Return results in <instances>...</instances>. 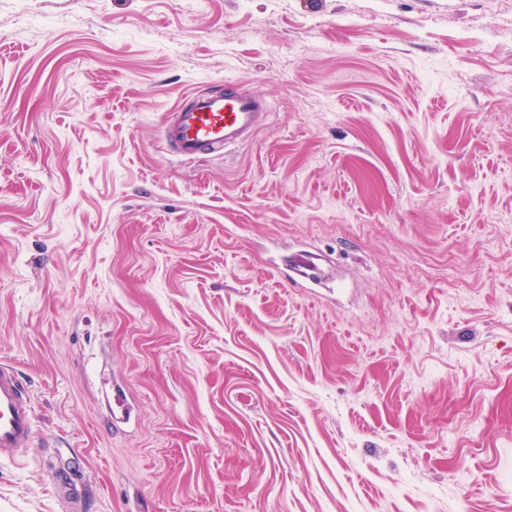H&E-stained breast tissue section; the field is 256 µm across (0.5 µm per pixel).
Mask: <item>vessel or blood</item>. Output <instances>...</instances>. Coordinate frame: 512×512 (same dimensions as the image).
Instances as JSON below:
<instances>
[{
  "instance_id": "obj_1",
  "label": "vessel or blood",
  "mask_w": 512,
  "mask_h": 512,
  "mask_svg": "<svg viewBox=\"0 0 512 512\" xmlns=\"http://www.w3.org/2000/svg\"><path fill=\"white\" fill-rule=\"evenodd\" d=\"M267 110L265 100L233 81L222 90L197 92L164 114L161 138L182 160L220 157L251 140ZM36 411L14 366L0 364V458L27 454L36 440Z\"/></svg>"
}]
</instances>
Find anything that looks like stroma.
Segmentation results:
<instances>
[{
  "label": "stroma",
  "instance_id": "35a3bbf8",
  "mask_svg": "<svg viewBox=\"0 0 512 512\" xmlns=\"http://www.w3.org/2000/svg\"><path fill=\"white\" fill-rule=\"evenodd\" d=\"M1 361L0 512H512V0H0ZM267 111L266 101L224 81L219 91L196 92L162 118L165 147L178 159L223 157L251 140ZM36 411L18 369L0 364V458L27 454L36 440Z\"/></svg>",
  "mask_w": 512,
  "mask_h": 512
}]
</instances>
